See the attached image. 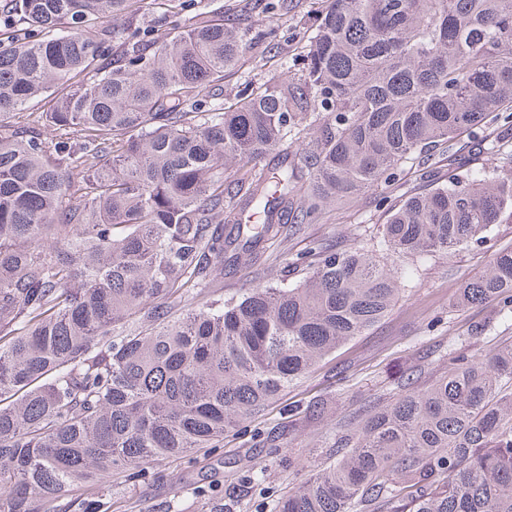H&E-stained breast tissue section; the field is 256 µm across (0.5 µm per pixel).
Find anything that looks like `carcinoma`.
Segmentation results:
<instances>
[{"label": "carcinoma", "mask_w": 512, "mask_h": 512, "mask_svg": "<svg viewBox=\"0 0 512 512\" xmlns=\"http://www.w3.org/2000/svg\"><path fill=\"white\" fill-rule=\"evenodd\" d=\"M148 10L168 39L145 38ZM182 10L0 0V512H108L72 491L219 446L380 321L406 284L364 247L313 241L292 261L302 283L211 293L407 161L426 188L380 198L386 250L446 254L512 224V160L448 153L512 110V0H327L303 73L207 108L264 58L224 6L188 29ZM52 88L50 144L20 111ZM445 154L460 173L441 185ZM457 302L512 317V248ZM335 445L277 512H512V345L450 352L425 388L400 380Z\"/></svg>", "instance_id": "cac0c4a2"}]
</instances>
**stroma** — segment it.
<instances>
[{"label":"stroma","instance_id":"obj_1","mask_svg":"<svg viewBox=\"0 0 512 512\" xmlns=\"http://www.w3.org/2000/svg\"><path fill=\"white\" fill-rule=\"evenodd\" d=\"M223 3L227 16L242 31L268 32L273 54L263 75L283 63L291 72L302 70L305 59L299 48L309 41L310 20L324 8V0ZM498 137L497 122L491 119L482 137L469 131L458 135L452 151L469 157L473 169L492 167L502 159ZM383 222L384 210L371 192L333 207L319 223L289 236L269 264L243 266L226 274L224 290L231 293L277 276L295 282L289 264L310 242H328L340 251L369 247L376 243ZM488 238V244L445 255L388 257V264L410 275L412 283L380 322L319 361L247 431L228 434L223 447L202 449L189 461L157 460L134 483L113 479L106 490L109 512H275L281 498L335 461L332 438L337 420L389 398L400 376L410 374L417 386L428 385L446 370L451 350L485 356L512 340V318H496L475 336L471 328L486 318V307L456 305L461 284L485 269L490 248L512 246V224L493 225ZM320 400L328 403L332 413L310 423L306 408ZM272 438L280 447L275 454L265 446Z\"/></svg>","mask_w":512,"mask_h":512}]
</instances>
